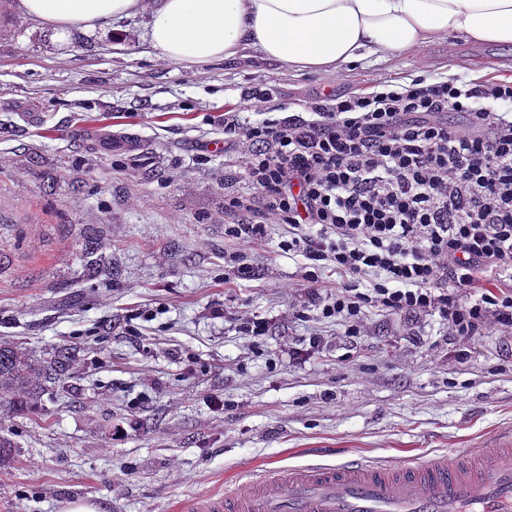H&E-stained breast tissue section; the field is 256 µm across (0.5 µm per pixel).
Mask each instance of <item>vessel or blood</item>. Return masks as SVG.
<instances>
[{
	"mask_svg": "<svg viewBox=\"0 0 512 512\" xmlns=\"http://www.w3.org/2000/svg\"><path fill=\"white\" fill-rule=\"evenodd\" d=\"M248 492L183 501L180 512H512V432L477 461L462 455L259 470Z\"/></svg>",
	"mask_w": 512,
	"mask_h": 512,
	"instance_id": "vessel-or-blood-1",
	"label": "vessel or blood"
}]
</instances>
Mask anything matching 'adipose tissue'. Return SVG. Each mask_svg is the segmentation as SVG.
Wrapping results in <instances>:
<instances>
[{
  "label": "adipose tissue",
  "mask_w": 512,
  "mask_h": 512,
  "mask_svg": "<svg viewBox=\"0 0 512 512\" xmlns=\"http://www.w3.org/2000/svg\"><path fill=\"white\" fill-rule=\"evenodd\" d=\"M51 27L94 32L112 19L150 17L162 59L236 58L248 48L299 71L334 74L354 62L413 53L464 36L512 50V0H13Z\"/></svg>",
  "instance_id": "obj_1"
}]
</instances>
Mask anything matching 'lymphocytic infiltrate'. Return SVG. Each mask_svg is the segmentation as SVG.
Returning <instances> with one entry per match:
<instances>
[{
  "instance_id": "lymphocytic-infiltrate-1",
  "label": "lymphocytic infiltrate",
  "mask_w": 512,
  "mask_h": 512,
  "mask_svg": "<svg viewBox=\"0 0 512 512\" xmlns=\"http://www.w3.org/2000/svg\"><path fill=\"white\" fill-rule=\"evenodd\" d=\"M306 110L255 124L225 113L224 146L252 189L228 197L226 235L250 243L287 225L282 251L342 275L325 293L305 279L320 317L351 337L370 308L434 312L463 339L512 329V81L420 76ZM491 277L499 291L475 293Z\"/></svg>"
}]
</instances>
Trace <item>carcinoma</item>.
Returning a JSON list of instances; mask_svg holds the SVG:
<instances>
[{"label": "carcinoma", "instance_id": "1", "mask_svg": "<svg viewBox=\"0 0 512 512\" xmlns=\"http://www.w3.org/2000/svg\"><path fill=\"white\" fill-rule=\"evenodd\" d=\"M75 360V352L69 347L41 355L18 343L0 344V399L8 400L16 414L37 411L42 397L73 369ZM17 453L15 442L0 432V467L12 465Z\"/></svg>", "mask_w": 512, "mask_h": 512}]
</instances>
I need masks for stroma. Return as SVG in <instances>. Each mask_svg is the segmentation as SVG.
<instances>
[{
    "instance_id": "stroma-1",
    "label": "stroma",
    "mask_w": 512,
    "mask_h": 512,
    "mask_svg": "<svg viewBox=\"0 0 512 512\" xmlns=\"http://www.w3.org/2000/svg\"><path fill=\"white\" fill-rule=\"evenodd\" d=\"M148 23L138 14L63 43L0 12V343L78 352L67 391L43 398L48 419L0 402L19 447L0 469V512L83 499L177 512L187 498L246 492L252 467L475 457L512 431V330L463 342L437 314L373 310L347 336L318 317L278 224L249 245L250 276L227 271L239 244L224 236V195L251 188L237 153L213 148L249 90L285 117L323 93L419 75L512 81V55L455 36L337 74L252 49L193 65L159 58ZM91 237L112 258L111 275L92 280ZM237 314L270 319L267 336L239 333ZM313 335L318 353L290 360Z\"/></svg>"
}]
</instances>
